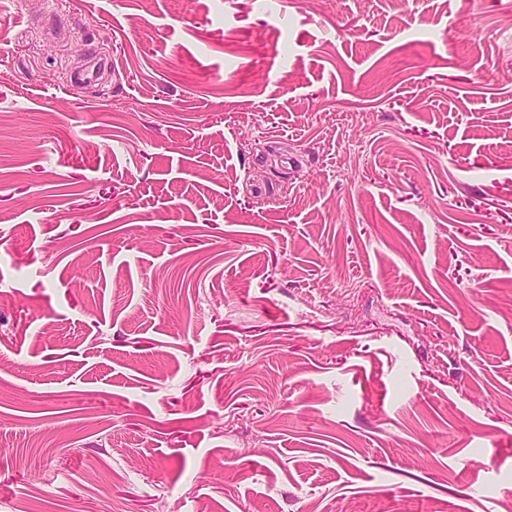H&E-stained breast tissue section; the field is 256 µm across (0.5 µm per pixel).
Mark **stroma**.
I'll use <instances>...</instances> for the list:
<instances>
[{
  "label": "stroma",
  "mask_w": 512,
  "mask_h": 512,
  "mask_svg": "<svg viewBox=\"0 0 512 512\" xmlns=\"http://www.w3.org/2000/svg\"><path fill=\"white\" fill-rule=\"evenodd\" d=\"M0 512H512V0H0Z\"/></svg>",
  "instance_id": "stroma-1"
}]
</instances>
